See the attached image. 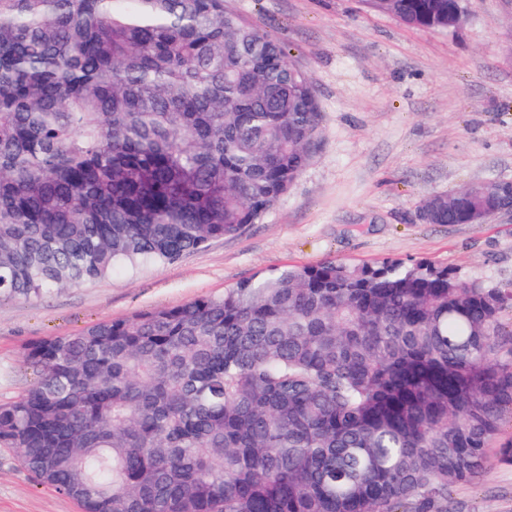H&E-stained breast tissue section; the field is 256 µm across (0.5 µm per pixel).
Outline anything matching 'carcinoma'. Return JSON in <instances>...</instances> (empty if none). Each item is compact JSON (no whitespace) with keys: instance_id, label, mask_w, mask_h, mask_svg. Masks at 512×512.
I'll return each instance as SVG.
<instances>
[{"instance_id":"1","label":"carcinoma","mask_w":512,"mask_h":512,"mask_svg":"<svg viewBox=\"0 0 512 512\" xmlns=\"http://www.w3.org/2000/svg\"><path fill=\"white\" fill-rule=\"evenodd\" d=\"M453 29L458 0H363ZM308 77L224 0H0V300L256 224L318 145ZM507 184L421 204L479 224ZM512 284L327 261L28 345L0 447L82 512H448L512 422Z\"/></svg>"}]
</instances>
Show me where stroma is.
<instances>
[{
    "instance_id": "1",
    "label": "stroma",
    "mask_w": 512,
    "mask_h": 512,
    "mask_svg": "<svg viewBox=\"0 0 512 512\" xmlns=\"http://www.w3.org/2000/svg\"><path fill=\"white\" fill-rule=\"evenodd\" d=\"M454 30L418 29L363 0H224L277 39L314 85L320 146L257 224L176 262L143 264L41 298L0 301V403L37 378L28 344L218 296L260 271L327 260H429L467 280L512 283V215L428 224L420 203L512 180V0H463ZM450 506L512 512V467L489 461ZM0 512H81L0 448Z\"/></svg>"
}]
</instances>
